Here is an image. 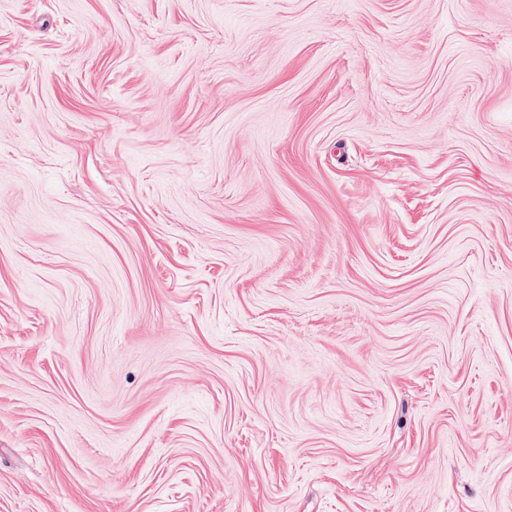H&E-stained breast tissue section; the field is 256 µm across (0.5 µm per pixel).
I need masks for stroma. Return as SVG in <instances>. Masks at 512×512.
Segmentation results:
<instances>
[{
	"label": "stroma",
	"instance_id": "35a3bbf8",
	"mask_svg": "<svg viewBox=\"0 0 512 512\" xmlns=\"http://www.w3.org/2000/svg\"><path fill=\"white\" fill-rule=\"evenodd\" d=\"M0 512H512V0H0Z\"/></svg>",
	"mask_w": 512,
	"mask_h": 512
}]
</instances>
